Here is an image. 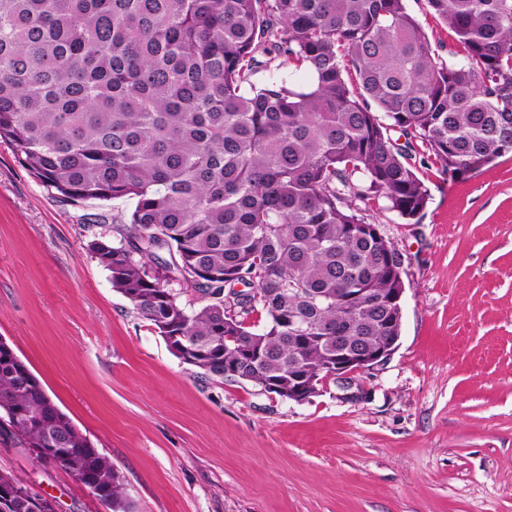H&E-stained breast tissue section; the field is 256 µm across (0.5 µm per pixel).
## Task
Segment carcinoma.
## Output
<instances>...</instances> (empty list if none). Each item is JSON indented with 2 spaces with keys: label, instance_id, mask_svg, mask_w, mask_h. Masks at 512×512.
Masks as SVG:
<instances>
[{
  "label": "carcinoma",
  "instance_id": "carcinoma-1",
  "mask_svg": "<svg viewBox=\"0 0 512 512\" xmlns=\"http://www.w3.org/2000/svg\"><path fill=\"white\" fill-rule=\"evenodd\" d=\"M427 4L459 60L435 61L404 0H0V139L64 201H134L87 248L182 363L313 394L336 336L400 333L403 255L362 210L419 220L420 154L461 177L512 153V0ZM275 60L310 82L257 85ZM0 433L60 449L126 512L112 462L13 351Z\"/></svg>",
  "mask_w": 512,
  "mask_h": 512
}]
</instances>
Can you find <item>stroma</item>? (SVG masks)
Here are the masks:
<instances>
[{
    "label": "stroma",
    "instance_id": "35a3bbf8",
    "mask_svg": "<svg viewBox=\"0 0 512 512\" xmlns=\"http://www.w3.org/2000/svg\"><path fill=\"white\" fill-rule=\"evenodd\" d=\"M437 62L453 33L405 0ZM430 201L370 223L405 258L403 321L351 397L327 381L295 402L181 363L92 258V214L60 200L0 141V337L117 469L131 512H512V153ZM0 472L56 512H107L71 471L0 437Z\"/></svg>",
    "mask_w": 512,
    "mask_h": 512
}]
</instances>
